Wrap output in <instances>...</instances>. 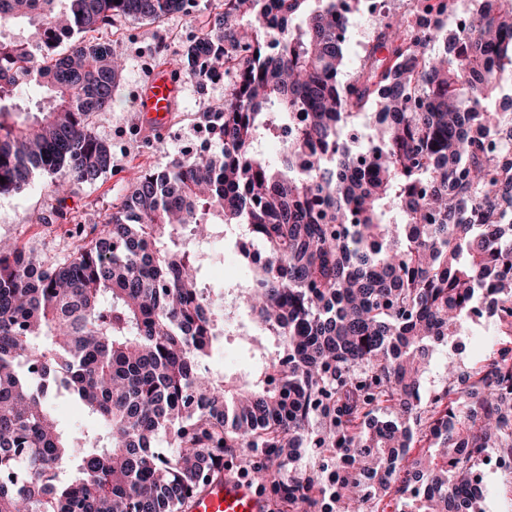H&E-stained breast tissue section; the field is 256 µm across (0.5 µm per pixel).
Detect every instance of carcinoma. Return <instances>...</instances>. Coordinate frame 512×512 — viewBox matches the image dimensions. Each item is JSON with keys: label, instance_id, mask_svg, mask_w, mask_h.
<instances>
[{"label": "carcinoma", "instance_id": "1", "mask_svg": "<svg viewBox=\"0 0 512 512\" xmlns=\"http://www.w3.org/2000/svg\"><path fill=\"white\" fill-rule=\"evenodd\" d=\"M359 3L224 0L203 15L197 0H0V194L46 177L62 220L70 186L112 169L92 116L112 109L124 62L91 34L182 12L199 33L174 71L224 70V98L199 113L208 156L136 168L60 261L0 246V512H181L224 455L258 448L283 467L316 422L343 512L392 491L419 497L413 512H484L472 473L488 448L512 456V356L476 379L448 366L469 426L441 397L422 415L420 380L431 342L475 304L512 328V112L488 106L512 85V0H482L461 33L455 0H409L346 76ZM237 228L243 257L257 245L266 261L213 293L206 248ZM242 309L260 364L216 379L201 361ZM55 389L97 427L62 431ZM416 447L413 464L395 459ZM273 485L311 509L323 492L299 473Z\"/></svg>", "mask_w": 512, "mask_h": 512}]
</instances>
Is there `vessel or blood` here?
Wrapping results in <instances>:
<instances>
[{"label": "vessel or blood", "mask_w": 512, "mask_h": 512, "mask_svg": "<svg viewBox=\"0 0 512 512\" xmlns=\"http://www.w3.org/2000/svg\"><path fill=\"white\" fill-rule=\"evenodd\" d=\"M183 85L171 69H154L135 91L137 112L147 118L148 130L166 131L171 112L179 105ZM267 502L251 482L225 471L210 479L187 502V512H266Z\"/></svg>", "instance_id": "vessel-or-blood-1"}]
</instances>
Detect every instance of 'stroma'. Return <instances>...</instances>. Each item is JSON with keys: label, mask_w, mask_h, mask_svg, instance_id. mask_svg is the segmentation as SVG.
<instances>
[{"label": "stroma", "mask_w": 512, "mask_h": 512, "mask_svg": "<svg viewBox=\"0 0 512 512\" xmlns=\"http://www.w3.org/2000/svg\"><path fill=\"white\" fill-rule=\"evenodd\" d=\"M404 6V0H382L372 16L357 13L350 28L348 56L351 68H358L369 40L382 13H395ZM195 32L189 17L172 14L157 21L121 20L112 30L125 54V69L116 101L111 111L93 116L97 135L112 147V169L96 183L74 185L67 201L70 212L85 224L103 223L112 210L113 202L126 194L129 168L140 164L161 168L170 157L181 153L191 144L199 127L197 114L205 99L223 97L224 87L212 85L206 96H199L193 83H185L184 96L179 105L180 116L162 140L154 141L136 131L133 91L147 73L146 58L164 54L175 58L182 54ZM45 179H38L32 187L17 194L0 195V239L19 242L49 262L58 260L72 251V240L63 224H43L39 218L48 204ZM223 261L205 265L202 275L207 288L223 291L225 285L240 281L246 274L235 238L217 239L214 243ZM494 324L491 319L480 318L465 322L462 335L471 337L472 348L463 353L448 343L435 344L432 357L420 381L422 404H429L437 393L448 386V368L465 369L473 361L482 359L493 339L489 332ZM216 378L237 375L254 369L256 359L242 345L233 330H225L218 337L211 354L203 361Z\"/></svg>", "instance_id": "stroma-1"}]
</instances>
